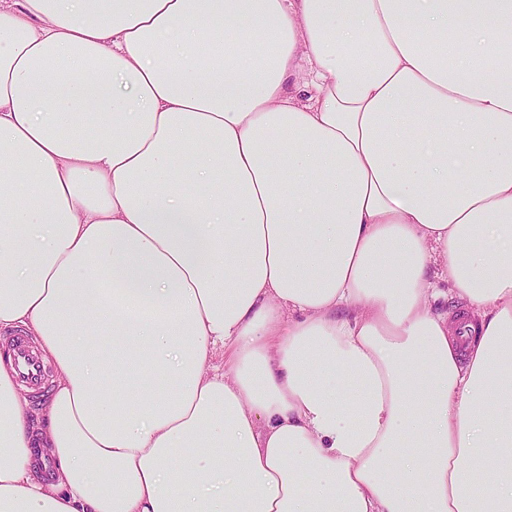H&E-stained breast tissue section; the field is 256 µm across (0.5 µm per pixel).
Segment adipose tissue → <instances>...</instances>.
I'll list each match as a JSON object with an SVG mask.
<instances>
[{
  "label": "adipose tissue",
  "instance_id": "ef3b65f1",
  "mask_svg": "<svg viewBox=\"0 0 512 512\" xmlns=\"http://www.w3.org/2000/svg\"><path fill=\"white\" fill-rule=\"evenodd\" d=\"M14 329L0 512H512V0H0ZM13 356L18 369V379L30 388L41 384L43 365L39 357L22 339L13 341Z\"/></svg>",
  "mask_w": 512,
  "mask_h": 512
}]
</instances>
